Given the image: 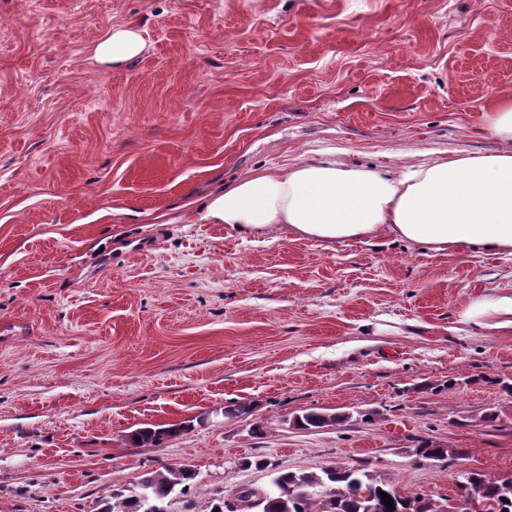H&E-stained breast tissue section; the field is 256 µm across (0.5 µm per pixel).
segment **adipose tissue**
<instances>
[{
	"label": "adipose tissue",
	"instance_id": "adipose-tissue-1",
	"mask_svg": "<svg viewBox=\"0 0 512 512\" xmlns=\"http://www.w3.org/2000/svg\"><path fill=\"white\" fill-rule=\"evenodd\" d=\"M201 210L211 224L285 229L328 246L385 233L439 252L481 246L512 255V150L438 155L394 171L308 157L241 178Z\"/></svg>",
	"mask_w": 512,
	"mask_h": 512
}]
</instances>
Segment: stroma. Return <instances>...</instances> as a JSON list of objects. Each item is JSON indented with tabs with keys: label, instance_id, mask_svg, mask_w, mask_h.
Listing matches in <instances>:
<instances>
[{
	"label": "stroma",
	"instance_id": "35a3bbf8",
	"mask_svg": "<svg viewBox=\"0 0 512 512\" xmlns=\"http://www.w3.org/2000/svg\"><path fill=\"white\" fill-rule=\"evenodd\" d=\"M116 27L142 51L96 61ZM506 94L512 0H0V512H99L180 466L195 484L169 512H209L268 487L248 458L436 503L458 472L512 477V329L492 309L511 255L198 212L320 153L385 170L511 149L490 121ZM307 411L345 420L296 428ZM424 442L466 454L416 458ZM175 426L176 425H173L168 428H140L132 434L130 439L133 443L139 446H157L166 437H174L183 429L181 426ZM136 437L141 438V441H136Z\"/></svg>",
	"mask_w": 512,
	"mask_h": 512
}]
</instances>
